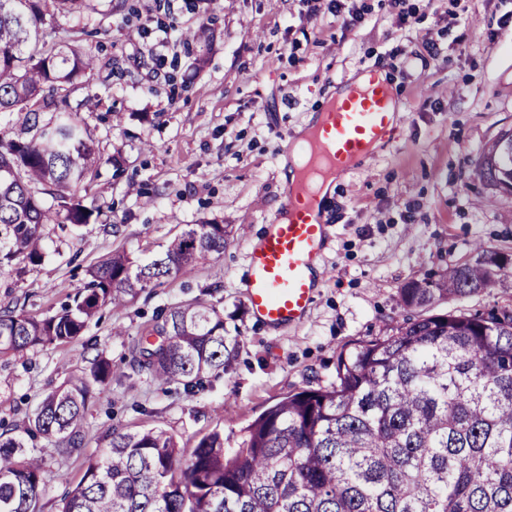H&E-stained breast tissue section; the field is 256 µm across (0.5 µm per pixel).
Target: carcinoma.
Listing matches in <instances>:
<instances>
[{
	"instance_id": "carcinoma-1",
	"label": "carcinoma",
	"mask_w": 512,
	"mask_h": 512,
	"mask_svg": "<svg viewBox=\"0 0 512 512\" xmlns=\"http://www.w3.org/2000/svg\"><path fill=\"white\" fill-rule=\"evenodd\" d=\"M83 2L0 0V112L25 113L18 132H0V273L41 263L43 225L67 232L102 216L75 200L100 164L70 102L94 60L46 28ZM47 111L55 118L45 123ZM476 171L495 186L512 179V131ZM225 234L222 224H188L144 264L112 252L60 312L1 311L0 353L77 339L102 308L221 254ZM501 256L476 244L470 260L409 281L399 299L422 308L493 288L512 277ZM226 349L224 314L199 298L161 316L132 349L131 367L191 394L224 371ZM114 373L96 355L44 396L24 433H0V512H38L45 457L79 450L89 401ZM62 512H512V308L408 318L342 348L334 380L267 407L237 448L215 430L185 458L162 428H115Z\"/></svg>"
}]
</instances>
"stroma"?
<instances>
[{
    "label": "stroma",
    "instance_id": "stroma-1",
    "mask_svg": "<svg viewBox=\"0 0 512 512\" xmlns=\"http://www.w3.org/2000/svg\"><path fill=\"white\" fill-rule=\"evenodd\" d=\"M136 12H129V5ZM88 0L49 27L97 59L70 95L102 156L77 192L98 223L42 228L45 255L23 276L0 274V311L40 318L59 310L85 271L113 250L142 263L185 225H230L224 252L188 275L161 280L128 306L105 307L78 340L0 357V422L23 430L44 394L103 353L123 371L97 390L81 449L44 462L39 512H61L64 492L98 458L112 428H162L184 453L212 430L237 447L240 430L289 391L328 384L337 352L409 317L408 281L469 259L474 244L512 254V191L476 173L483 147L512 128V0ZM209 20L192 48L177 27ZM433 42L435 55L424 45ZM386 73L401 107L396 138L341 175L325 199L326 239L315 299L297 325L266 327L245 300L256 241L284 194L281 149L310 115L363 73ZM94 95L98 104L86 109ZM198 298L224 312L223 373L195 395L127 368L132 346L161 308ZM512 304V279L454 303Z\"/></svg>",
    "mask_w": 512,
    "mask_h": 512
}]
</instances>
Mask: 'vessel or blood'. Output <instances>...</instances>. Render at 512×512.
<instances>
[{
    "label": "vessel or blood",
    "mask_w": 512,
    "mask_h": 512,
    "mask_svg": "<svg viewBox=\"0 0 512 512\" xmlns=\"http://www.w3.org/2000/svg\"><path fill=\"white\" fill-rule=\"evenodd\" d=\"M392 94L381 82L369 80L350 91L328 111L323 132L312 145L291 141L284 153L303 164L327 163L346 172L372 146L394 137L389 112ZM323 200L310 188L283 200L259 243L250 253L245 288L247 305L260 324L278 327L299 322L314 300L317 281L312 274L326 235L321 220Z\"/></svg>",
    "instance_id": "1"
}]
</instances>
